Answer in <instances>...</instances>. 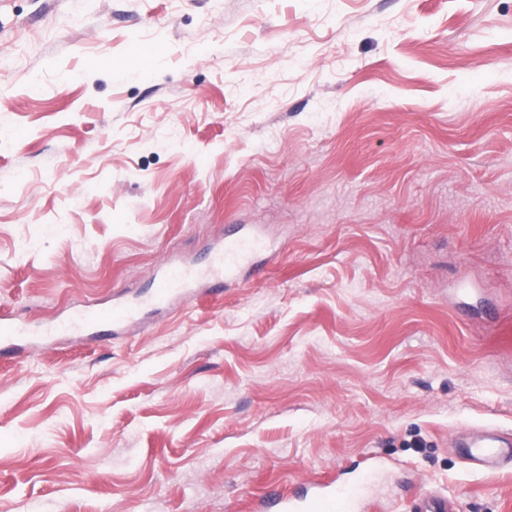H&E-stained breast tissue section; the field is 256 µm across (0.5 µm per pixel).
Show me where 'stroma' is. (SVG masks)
<instances>
[{"label": "stroma", "mask_w": 512, "mask_h": 512, "mask_svg": "<svg viewBox=\"0 0 512 512\" xmlns=\"http://www.w3.org/2000/svg\"><path fill=\"white\" fill-rule=\"evenodd\" d=\"M259 227L265 276L39 336ZM0 512H253L385 464L512 512V0H0ZM135 314L134 308L115 299L111 304H89L50 325L46 335L78 336L102 326H111L113 332L129 322ZM23 333L24 327L22 324L14 321L11 315L0 314V351L15 352L19 347L15 342ZM461 453L483 471L501 469L512 464V439L500 437L486 427L478 432L471 446L461 448Z\"/></svg>", "instance_id": "1"}]
</instances>
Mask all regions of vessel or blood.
<instances>
[{"instance_id": "obj_1", "label": "vessel or blood", "mask_w": 512, "mask_h": 512, "mask_svg": "<svg viewBox=\"0 0 512 512\" xmlns=\"http://www.w3.org/2000/svg\"><path fill=\"white\" fill-rule=\"evenodd\" d=\"M267 249L265 240L257 234L227 235L224 245L213 255L207 271H199L184 263H170L164 268L153 291V301L165 304L186 295L192 281L209 275L212 288L224 290L227 279L233 278L241 267L251 273H261L259 254ZM135 315L134 308L115 300L109 304H90L50 325L47 335L77 336L90 330L109 326L120 328ZM24 333L22 324L12 316L0 314V351H16V341ZM463 456L479 469L497 470L512 464V439L500 437L491 428L478 432L471 446L463 448ZM363 479L332 485L330 481L317 482L315 492L296 491L276 502L278 512H357L364 504ZM411 512H451L447 497L420 493L412 502Z\"/></svg>"}]
</instances>
